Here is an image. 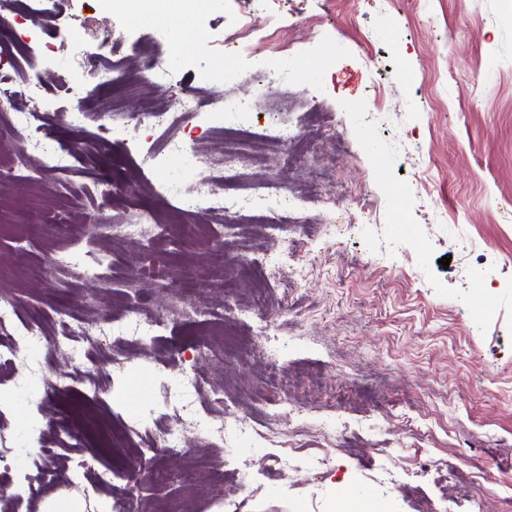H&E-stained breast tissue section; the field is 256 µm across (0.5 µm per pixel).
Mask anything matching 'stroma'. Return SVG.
<instances>
[{
	"label": "stroma",
	"mask_w": 512,
	"mask_h": 512,
	"mask_svg": "<svg viewBox=\"0 0 512 512\" xmlns=\"http://www.w3.org/2000/svg\"><path fill=\"white\" fill-rule=\"evenodd\" d=\"M14 13L13 47L0 54V72L13 79L0 88V121L37 99L60 142L73 134L65 113L78 111L86 140L102 122L114 137L111 153L77 159L68 191L40 177L36 148L15 145L28 174L0 185V242L11 261L0 295L48 331L64 315L103 323L132 307L147 320L171 290L135 281L146 253L201 312L199 323L168 324L135 357L115 337L82 357L45 338L21 344L14 373L0 381V455L24 491L14 512H38L62 494L111 503L121 488L127 512H329L373 497V475L407 470L412 478L390 485L377 512H422L429 502L448 512L441 499L468 491L474 512H512V0H197L164 59L168 83L132 78L96 91L80 54L89 44L106 53L112 35L138 41L132 10L16 0ZM56 27L74 29L76 43L46 50ZM260 73L283 79L270 91ZM186 85L218 98L222 117L194 115L173 132L126 124L145 92L182 110ZM241 121L260 136L289 124L315 141L277 172L289 191L327 174L302 223L275 229L281 214L269 207L237 226L215 221L195 202L203 171L191 154H168L152 169L132 148L159 149L171 132L216 147ZM105 181L129 187L113 202L115 220L151 210L163 231H103L111 280L53 287L55 258L86 265L82 226ZM334 216L330 239L323 222ZM186 224L195 237L183 238ZM241 301L255 305L266 335L237 323ZM228 333L250 345L225 351L222 374L193 360L197 345L223 344ZM273 366L323 386L281 393L267 381ZM188 367L199 380L195 404L224 397L222 441L189 434L173 411ZM291 406L301 418H288ZM242 415L291 436V474L275 470L260 437L234 435ZM324 428L333 432L327 445ZM327 453L339 468L317 477L311 462ZM428 460L460 467L462 479L418 473ZM41 466L55 470L51 483L37 482Z\"/></svg>",
	"instance_id": "1"
}]
</instances>
